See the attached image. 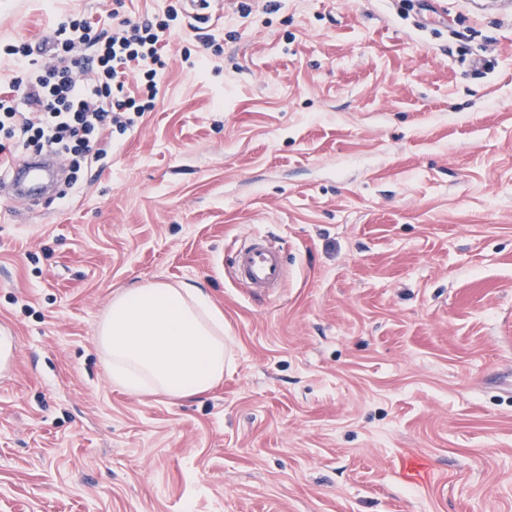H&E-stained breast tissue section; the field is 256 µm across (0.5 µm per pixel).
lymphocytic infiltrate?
Returning <instances> with one entry per match:
<instances>
[{"label": "lymphocytic infiltrate", "instance_id": "lymphocytic-infiltrate-1", "mask_svg": "<svg viewBox=\"0 0 512 512\" xmlns=\"http://www.w3.org/2000/svg\"><path fill=\"white\" fill-rule=\"evenodd\" d=\"M177 16L171 5L163 17L125 18L109 32L82 16L68 17L55 31L54 62L46 67L29 45L11 47L19 68L32 76L16 83L15 96L0 97V153L9 146L53 153L68 159L75 173L87 160L105 159L104 138L153 110L164 66L160 51ZM132 68L139 73L135 95L125 90Z\"/></svg>", "mask_w": 512, "mask_h": 512}]
</instances>
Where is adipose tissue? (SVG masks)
I'll return each mask as SVG.
<instances>
[{"mask_svg":"<svg viewBox=\"0 0 512 512\" xmlns=\"http://www.w3.org/2000/svg\"><path fill=\"white\" fill-rule=\"evenodd\" d=\"M98 345L113 385L130 394L184 399L224 378V316L191 282H151L112 302Z\"/></svg>","mask_w":512,"mask_h":512,"instance_id":"ef3b65f1","label":"adipose tissue"}]
</instances>
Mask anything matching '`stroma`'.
Segmentation results:
<instances>
[{"instance_id":"35a3bbf8","label":"stroma","mask_w":512,"mask_h":512,"mask_svg":"<svg viewBox=\"0 0 512 512\" xmlns=\"http://www.w3.org/2000/svg\"><path fill=\"white\" fill-rule=\"evenodd\" d=\"M171 2L0 0V48ZM446 2L178 17L107 165L0 200V512H512V15ZM256 232L268 297L227 268ZM157 281L224 314L205 395L103 364L113 298Z\"/></svg>"}]
</instances>
